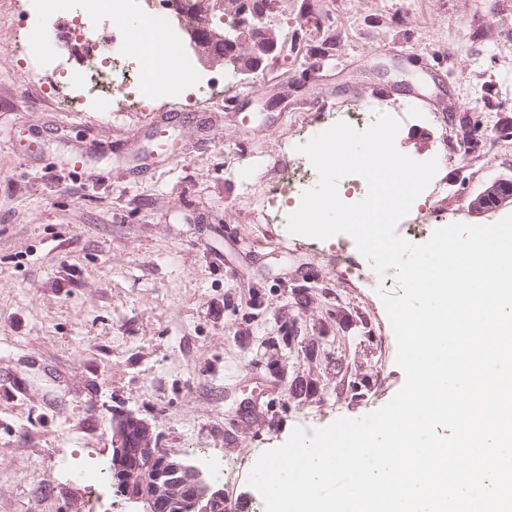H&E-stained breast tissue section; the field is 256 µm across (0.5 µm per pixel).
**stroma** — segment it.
<instances>
[{"instance_id":"1","label":"stroma","mask_w":512,"mask_h":512,"mask_svg":"<svg viewBox=\"0 0 512 512\" xmlns=\"http://www.w3.org/2000/svg\"><path fill=\"white\" fill-rule=\"evenodd\" d=\"M20 11L0 0V512H133L62 470L111 466L123 415L172 456L231 469L225 501L263 512L248 483L263 452L376 410L405 375L383 279L345 237L290 234L257 199L290 205L279 174L310 169L297 146L330 120L401 112L397 149L441 158L448 181L406 223L512 214L468 208L512 179V0H279L281 51L257 72L200 60L223 95L142 112L62 111L49 70L12 81L18 41L57 50ZM163 112L180 153L145 176L56 162L84 136L147 155ZM29 128L41 146L20 142Z\"/></svg>"}]
</instances>
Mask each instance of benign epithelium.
<instances>
[{"instance_id":"benign-epithelium-1","label":"benign epithelium","mask_w":512,"mask_h":512,"mask_svg":"<svg viewBox=\"0 0 512 512\" xmlns=\"http://www.w3.org/2000/svg\"><path fill=\"white\" fill-rule=\"evenodd\" d=\"M277 0H243L239 8L237 36L224 40L229 54L245 47L251 59L250 71H257L265 58L278 51V42L266 19L275 13ZM493 200L503 206L512 202V186L503 180L489 184L469 200L471 211L487 209ZM137 427L139 448L136 460L129 461L124 441L130 427ZM113 467L119 470L113 487L117 495L142 506V512H158L161 503L174 507L175 512H217L223 509L224 491L199 482L197 470L183 460L172 457L157 447L149 426L143 421L133 423L125 417L114 427Z\"/></svg>"}]
</instances>
